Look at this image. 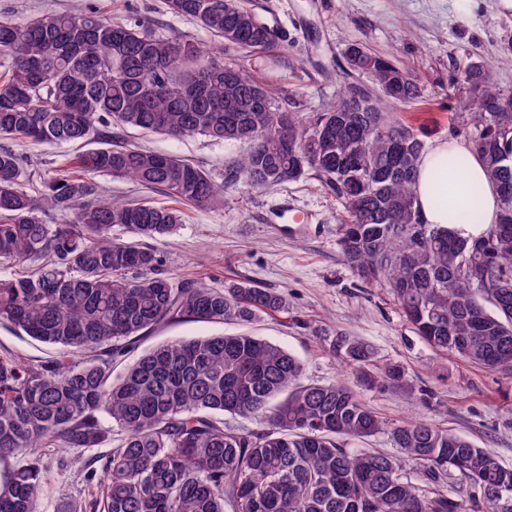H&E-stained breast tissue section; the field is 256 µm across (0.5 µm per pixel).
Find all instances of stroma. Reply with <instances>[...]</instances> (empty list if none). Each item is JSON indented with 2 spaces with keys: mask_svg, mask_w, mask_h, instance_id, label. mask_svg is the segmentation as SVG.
<instances>
[{
  "mask_svg": "<svg viewBox=\"0 0 512 512\" xmlns=\"http://www.w3.org/2000/svg\"><path fill=\"white\" fill-rule=\"evenodd\" d=\"M266 22L281 21L285 38L250 53L225 46L224 63L244 64L267 84L277 111L308 119L335 103L347 83L345 48L361 43L372 52L414 69L420 95L398 106L396 118L422 130L425 145L451 137L469 139L474 119L453 82L468 64L483 66L488 80L512 91V10L500 0H247ZM92 8L113 21L142 24L157 38L214 45L198 21L170 12L166 0H0V18L23 24L35 16ZM125 145L178 156L194 163L219 185L216 203L182 206V221L165 237L150 240L161 268L177 281L220 288L248 280L276 290L286 310L251 323L165 322L149 331L126 357L112 364L122 373L139 356L174 339L242 331L268 339L296 355L307 383L337 381L356 386L342 363L345 339L372 346L377 368L404 370L413 390H362L364 401L391 421L419 420L451 429L512 468V371L490 370L443 354L417 335L380 282L362 279L340 246L341 210L315 173L298 182L269 187L224 185V169L246 153L239 141L203 136L173 139L159 133L122 130ZM80 144L21 142L15 149L26 171L24 189L40 199L60 165L99 148ZM115 204L149 201L172 206L165 194L130 179L99 178ZM45 480L40 512L78 503L81 512L101 495V476L73 464L74 450L40 451Z\"/></svg>",
  "mask_w": 512,
  "mask_h": 512,
  "instance_id": "35a3bbf8",
  "label": "stroma"
}]
</instances>
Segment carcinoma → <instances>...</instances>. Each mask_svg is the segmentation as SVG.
I'll return each mask as SVG.
<instances>
[{"label":"carcinoma","mask_w":512,"mask_h":512,"mask_svg":"<svg viewBox=\"0 0 512 512\" xmlns=\"http://www.w3.org/2000/svg\"><path fill=\"white\" fill-rule=\"evenodd\" d=\"M223 43L259 52L274 43L267 23L245 19L241 0H168ZM0 140L86 141L107 146L62 165L42 198L23 189L21 158L0 147V262L42 259L36 271L0 279V324L56 345L32 364L0 354V512H39L44 471L37 448H97L103 512H497L512 468L460 435L427 422L388 423L343 382H301L300 360L249 334L173 340L112 376V360L163 322L248 323L285 309L279 292L248 281L222 289L158 273L156 252L112 240V227L139 238L170 234L179 210L150 201L114 205L97 178L110 175L163 189L175 201L212 204L217 185L170 154L112 145V125L173 138L203 135L250 144L228 164L225 186H275L307 172L339 201L343 254L365 280L382 281L421 338L438 352L487 369H512V92L471 65L470 149L497 185V223L474 238L421 223L414 193L424 142L393 118L419 95V80L362 44L347 47L351 68L375 88L365 107L346 89L310 121L273 109L259 80L224 65L189 40L156 38L141 26L94 11L0 19ZM70 213L45 224L39 212ZM482 279H467L466 270ZM348 368L370 382L406 388L404 372L372 375L375 355L359 340L343 345ZM268 427L235 431L224 415ZM403 457L348 446L381 431ZM411 463L438 483L465 479L454 496L406 477Z\"/></svg>","instance_id":"cac0c4a2"}]
</instances>
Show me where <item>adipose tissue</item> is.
<instances>
[{"label":"adipose tissue","instance_id":"1","mask_svg":"<svg viewBox=\"0 0 512 512\" xmlns=\"http://www.w3.org/2000/svg\"><path fill=\"white\" fill-rule=\"evenodd\" d=\"M451 154L462 159L461 171L439 174V160ZM415 192L423 223L452 227L466 238L480 235L483 227L496 223L498 219V189L488 178L482 162L460 139L437 141L422 154ZM447 193L479 210L482 216L480 225L465 222L455 208L438 205L437 196Z\"/></svg>","mask_w":512,"mask_h":512}]
</instances>
